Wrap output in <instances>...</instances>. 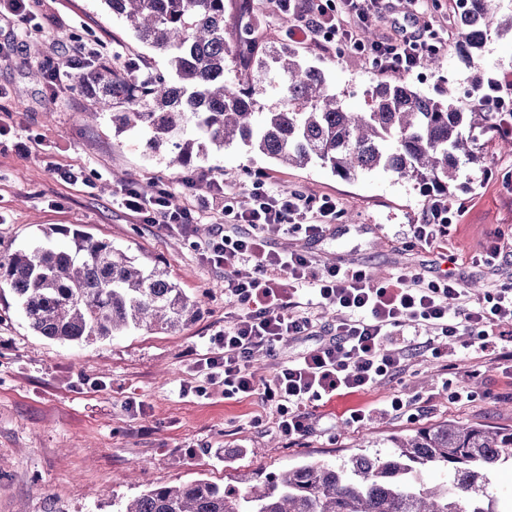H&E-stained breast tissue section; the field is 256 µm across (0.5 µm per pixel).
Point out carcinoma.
Listing matches in <instances>:
<instances>
[{"mask_svg": "<svg viewBox=\"0 0 512 512\" xmlns=\"http://www.w3.org/2000/svg\"><path fill=\"white\" fill-rule=\"evenodd\" d=\"M136 38L168 55L171 73L148 64L121 69L107 59L81 72L75 89L94 120L112 112L136 128L147 146L173 147L169 165L186 167L196 143L218 149L242 142L284 164L313 161L342 178L382 169L453 197L461 166L477 165L476 135L512 151L498 134L496 114L481 101L484 79H473L468 111L455 106L460 86L446 82L437 97L407 84L378 83L367 109L352 111L330 92L323 73L287 46L259 52L252 0H238L235 39L227 37L224 0H104ZM456 53L479 66L489 38L512 33V7L468 0L457 16ZM282 77L277 102L255 98L269 70ZM0 288L15 296L29 328L61 343L121 336L127 330L174 331L197 317L190 298L155 264L142 265L112 243L81 231L73 245L51 235L0 259ZM391 451L354 453L342 464L307 461L278 474L243 476L222 486L205 479L152 487L115 512H505L490 491V474L512 464V428L445 421L388 439ZM444 481L425 486L427 467Z\"/></svg>", "mask_w": 512, "mask_h": 512, "instance_id": "cac0c4a2", "label": "carcinoma"}]
</instances>
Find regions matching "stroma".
I'll return each mask as SVG.
<instances>
[{"label": "stroma", "instance_id": "35a3bbf8", "mask_svg": "<svg viewBox=\"0 0 512 512\" xmlns=\"http://www.w3.org/2000/svg\"><path fill=\"white\" fill-rule=\"evenodd\" d=\"M125 65L147 62L168 69L165 55L139 42L103 0H33L24 22H0V255L51 234L71 244L80 230L111 241L137 262L166 267L171 279L205 301L202 313L169 333L132 330L88 344L59 343L36 335L10 290L0 291V512H112V500L130 499L150 486L227 477L269 475L304 460L340 463L360 449L383 452L394 435L444 421L512 428V378L497 363L449 353L447 362L415 352L410 367L369 393L323 398L309 410L311 432L290 447L278 434L274 411L259 398L199 397L202 382L189 350L205 353L236 309L224 296V274L204 265L190 239L157 224L132 219L118 200L125 183L144 190L167 184L179 201L206 194L219 181L238 205H246L251 175L264 171L278 188L303 196L329 194L343 201L344 216L316 242L291 233L271 237L273 248L307 251L317 265L363 266L375 284L410 269L433 279L455 273L470 298L512 287V261L483 264L492 236L512 238V152L479 137L481 164L464 167L457 201L462 210L446 240L419 246L420 223L431 194L414 182L374 170L344 179L315 162L284 166L235 143L204 146L190 166L168 164L170 146L147 149L135 131L103 113L87 121L86 100L70 88L69 73L55 85L29 72L50 68L80 50ZM300 58L322 69L328 85L351 109L365 107L367 92L381 81L356 56L337 58L314 46ZM471 71L448 51L440 72L404 75L423 94L438 95L443 80L468 85ZM82 170L73 185L62 169ZM124 182L114 179L115 173ZM468 392L454 402L453 391ZM398 393L409 401L397 419L348 426L351 409ZM144 406L136 414L128 398ZM262 424H255V416ZM142 472L131 470L132 462Z\"/></svg>", "mask_w": 512, "mask_h": 512}]
</instances>
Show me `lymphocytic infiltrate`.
Here are the masks:
<instances>
[{
	"label": "lymphocytic infiltrate",
	"instance_id": "lymphocytic-infiltrate-1",
	"mask_svg": "<svg viewBox=\"0 0 512 512\" xmlns=\"http://www.w3.org/2000/svg\"><path fill=\"white\" fill-rule=\"evenodd\" d=\"M414 2L410 21L399 25L396 37L384 40L363 33L364 23L381 12V0H274L273 8L288 21L289 43L329 46L337 55L363 58L375 72L409 74L425 58L448 51L447 34L431 29L427 0ZM252 186L242 209L234 207L217 182L209 196L182 209L171 208L169 189L159 185L149 193L130 186L121 204L142 223L186 233L198 215L232 219L234 230L215 225L197 248L207 265L223 270L224 295L238 311L223 331L210 337L195 365L208 384L223 387L225 397L256 395L274 407L275 427L288 444L309 436L310 404L326 396L375 390L403 369L410 348L429 352L437 361L456 348L495 362L512 361L511 288L473 300L452 277L428 280L407 270L376 285L361 268H316L309 254L274 250L268 238L288 230L309 240L323 238L343 214V202L327 195L280 193L263 171L254 172ZM453 217L447 198L433 196L425 221L413 227L415 243L430 246L445 240ZM243 265L251 266V274H240ZM283 275L289 281L285 288L278 283ZM304 295L334 308L335 326H318L302 312ZM422 325L432 329V336H418ZM463 335L468 338L464 344L459 341ZM301 336H317L321 342L281 364L272 379L257 378L251 365L255 356L275 355L284 339Z\"/></svg>",
	"mask_w": 512,
	"mask_h": 512
}]
</instances>
